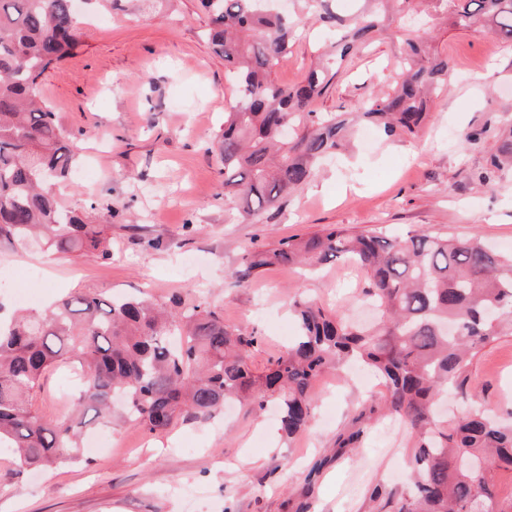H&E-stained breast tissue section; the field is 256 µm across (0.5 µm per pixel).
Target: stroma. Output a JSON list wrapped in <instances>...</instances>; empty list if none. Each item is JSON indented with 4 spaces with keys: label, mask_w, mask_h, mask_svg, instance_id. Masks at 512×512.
Returning a JSON list of instances; mask_svg holds the SVG:
<instances>
[{
    "label": "stroma",
    "mask_w": 512,
    "mask_h": 512,
    "mask_svg": "<svg viewBox=\"0 0 512 512\" xmlns=\"http://www.w3.org/2000/svg\"><path fill=\"white\" fill-rule=\"evenodd\" d=\"M207 25L199 0H173L163 12L95 15L72 56L45 73L44 97L76 136L80 166L92 169L89 182L63 184L60 199L81 211L111 203L112 257L1 250L0 270L11 269L15 285L0 290V308H24L31 294L46 304L67 293L203 301L225 325L260 337L252 357L260 369L296 332L289 310L296 294L363 321L372 312L363 304L366 274L339 261L306 276L272 266L249 287H235L231 274L249 249L339 224L357 233L383 226L395 235L477 237L512 252V169L484 186L478 180L512 114V51L495 38L438 30V48L457 77L424 133L411 140L372 131L353 155L328 160L297 193L245 223L224 195L219 161L206 151L235 99L224 60L204 36ZM327 38L321 23H306L275 79L299 82ZM399 49L389 36L377 37L318 111L348 112L359 98L387 88ZM467 132L481 138L463 152L458 141ZM69 372L62 365L43 376L34 408L78 425L85 439L111 432L112 445L82 451L56 470L30 472L0 448V512H368L369 489L399 487L407 471L405 449L386 441L381 422L362 448L336 454V435L358 405L383 393L367 370L319 379L316 416L291 441L281 438L272 406L251 413L232 404L156 434L118 418L108 426L84 424L77 389L63 386ZM473 385L489 407L512 411V337L483 349ZM245 458L251 464L244 470ZM319 461L323 470L312 474Z\"/></svg>",
    "instance_id": "1"
}]
</instances>
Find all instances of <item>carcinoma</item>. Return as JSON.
Listing matches in <instances>:
<instances>
[{
    "mask_svg": "<svg viewBox=\"0 0 512 512\" xmlns=\"http://www.w3.org/2000/svg\"><path fill=\"white\" fill-rule=\"evenodd\" d=\"M130 1L144 12L168 2L0 0V247L34 241L52 254L111 258L105 229L55 199L53 187L70 179L79 147L43 99L41 79L80 44L83 11H124ZM290 2L340 38L332 57L288 86L272 73L297 37L292 15L266 0H200L209 18L205 35L236 91L213 144L224 193L255 222L350 142L352 121L375 124L388 136L420 137L433 97L456 74L427 38L403 37L406 24L425 15L456 30L479 28L512 47V0H351L348 8L342 0ZM374 33L402 43L392 91L359 99L352 120L317 111L332 80ZM511 163L512 130L479 181ZM333 259L365 271L378 322L361 323L299 295L290 305L299 334L268 361L265 374L249 364L259 337L225 326L205 302L175 299L167 307L75 293L0 321V448L11 449L22 470L79 458L74 427L46 419L31 403L43 374L61 364L78 365L77 408L94 420L112 412L116 397L124 417L150 433L181 417H211L229 399L251 412L274 399L280 431L291 439L315 416L314 382L360 363L383 379L384 400L356 409L336 436V455L361 447L370 425L387 417L402 426L411 465L404 487L386 492L376 485L371 501L394 502L393 512H512V500L504 503L494 482L497 471L512 474V421L492 413L472 385L479 353L512 337V252H495L477 238L356 234L328 225L247 252L232 278L243 288L267 266L315 267Z\"/></svg>",
    "mask_w": 512,
    "mask_h": 512,
    "instance_id": "cac0c4a2",
    "label": "carcinoma"
}]
</instances>
